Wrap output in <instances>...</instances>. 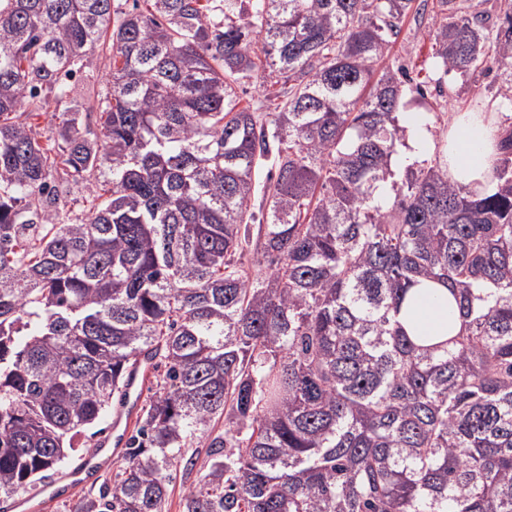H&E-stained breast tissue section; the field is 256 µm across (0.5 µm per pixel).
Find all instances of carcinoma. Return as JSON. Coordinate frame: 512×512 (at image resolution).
I'll list each match as a JSON object with an SVG mask.
<instances>
[{"mask_svg":"<svg viewBox=\"0 0 512 512\" xmlns=\"http://www.w3.org/2000/svg\"><path fill=\"white\" fill-rule=\"evenodd\" d=\"M146 2L0 0V498L83 452L146 353L119 479L77 512H166L203 436L183 512H512V128L488 193L437 153L392 169L423 90L376 66L414 0ZM425 36L484 74L512 3L435 0ZM100 52L109 89L77 105ZM262 67L290 82L266 118L235 92ZM422 281L448 286L443 336L397 320ZM205 440H202L201 443L195 444L200 450V456L197 461L196 467L193 470L192 474L188 477L182 473V470L177 473L176 479L173 480L172 485L170 486V497L168 504V512H182L181 499L184 496L186 491V485L188 486L191 482L197 481L200 475L203 473V466L206 463L207 457L205 455L206 448L204 446ZM187 477V478H186Z\"/></svg>","mask_w":512,"mask_h":512,"instance_id":"1","label":"carcinoma"}]
</instances>
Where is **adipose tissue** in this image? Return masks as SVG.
I'll return each mask as SVG.
<instances>
[{"label":"adipose tissue","mask_w":512,"mask_h":512,"mask_svg":"<svg viewBox=\"0 0 512 512\" xmlns=\"http://www.w3.org/2000/svg\"><path fill=\"white\" fill-rule=\"evenodd\" d=\"M403 144L395 159L397 170L415 166L433 154L437 138L428 113L402 112L398 115ZM500 127L496 118L482 112H463L448 123L449 177L481 192L489 186L490 173L499 157ZM448 289L440 283L414 286L398 320L405 330L443 331L448 322Z\"/></svg>","instance_id":"obj_1"}]
</instances>
